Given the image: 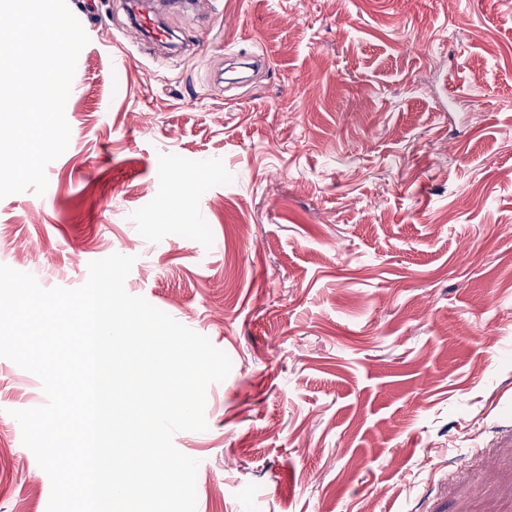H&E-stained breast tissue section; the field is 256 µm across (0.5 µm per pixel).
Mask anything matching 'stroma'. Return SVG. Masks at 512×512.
<instances>
[{"label": "stroma", "mask_w": 512, "mask_h": 512, "mask_svg": "<svg viewBox=\"0 0 512 512\" xmlns=\"http://www.w3.org/2000/svg\"><path fill=\"white\" fill-rule=\"evenodd\" d=\"M66 3L73 137L0 198V265L134 257L229 356L174 437L197 512H512V0H180L165 56L124 0ZM45 402L0 357V512H47L12 416Z\"/></svg>", "instance_id": "stroma-1"}]
</instances>
